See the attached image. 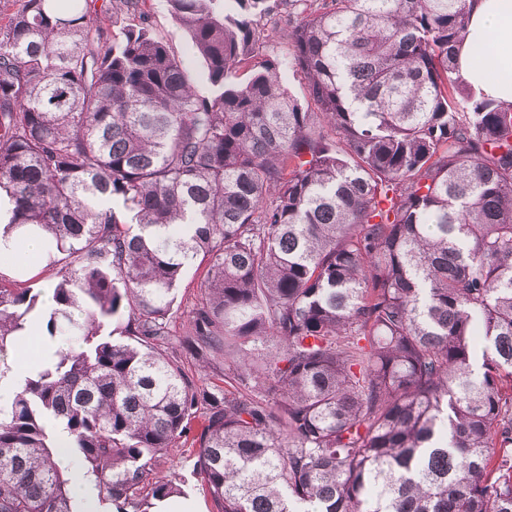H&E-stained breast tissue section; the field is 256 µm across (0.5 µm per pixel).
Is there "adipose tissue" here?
<instances>
[{"instance_id": "ef3b65f1", "label": "adipose tissue", "mask_w": 512, "mask_h": 512, "mask_svg": "<svg viewBox=\"0 0 512 512\" xmlns=\"http://www.w3.org/2000/svg\"><path fill=\"white\" fill-rule=\"evenodd\" d=\"M491 45L501 77L489 76L476 62L484 45ZM456 67L466 82L486 97L512 103V0H472L467 34L456 49ZM10 203L0 191V274L12 279L32 275L33 258L50 260L56 244L45 230L10 221Z\"/></svg>"}]
</instances>
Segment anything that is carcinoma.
I'll list each match as a JSON object with an SVG mask.
<instances>
[{"instance_id": "cac0c4a2", "label": "carcinoma", "mask_w": 512, "mask_h": 512, "mask_svg": "<svg viewBox=\"0 0 512 512\" xmlns=\"http://www.w3.org/2000/svg\"><path fill=\"white\" fill-rule=\"evenodd\" d=\"M97 2L0 24V190L80 339L0 404V512H75L59 430L115 512L181 493L187 447L215 512H512V103L456 69L469 0H283L284 63L269 0H168L202 88ZM40 295L0 285L1 353ZM270 1L271 5H273L272 11L263 20L265 34L269 36L266 38V43L260 49V52L264 56L283 61L289 58L290 52L287 11L281 5L276 6V4L280 3L279 0ZM207 262L199 255L187 268L180 286L179 296L171 319V330L176 338L185 335L188 329L189 311L195 302L198 288L207 276Z\"/></svg>"}]
</instances>
